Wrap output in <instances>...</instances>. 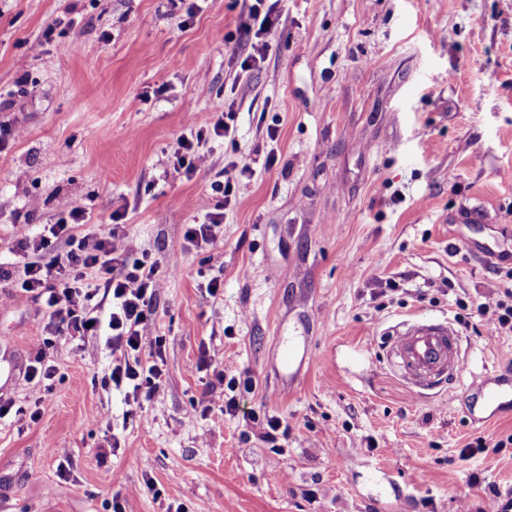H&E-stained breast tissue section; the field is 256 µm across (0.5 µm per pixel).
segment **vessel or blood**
<instances>
[{
	"instance_id": "obj_1",
	"label": "vessel or blood",
	"mask_w": 512,
	"mask_h": 512,
	"mask_svg": "<svg viewBox=\"0 0 512 512\" xmlns=\"http://www.w3.org/2000/svg\"><path fill=\"white\" fill-rule=\"evenodd\" d=\"M457 341L458 333L450 323L406 321L390 333L387 352L403 378L433 390L454 379L461 369Z\"/></svg>"
}]
</instances>
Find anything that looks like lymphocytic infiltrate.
I'll use <instances>...</instances> for the list:
<instances>
[{"instance_id":"lymphocytic-infiltrate-1","label":"lymphocytic infiltrate","mask_w":512,"mask_h":512,"mask_svg":"<svg viewBox=\"0 0 512 512\" xmlns=\"http://www.w3.org/2000/svg\"><path fill=\"white\" fill-rule=\"evenodd\" d=\"M242 26L253 32L255 60H263L269 40L276 34L274 6L266 0H245ZM233 176L212 182L209 191L195 200L202 213L200 224L187 225L184 238L195 245L213 238L231 203ZM121 213H112L105 233L88 229L85 206H66L60 218L39 232L18 231L12 251L21 259L19 271L0 267V279L16 278L18 301L34 300L43 308L41 329L49 335L84 337L107 332L111 349L110 379L125 388L133 403L151 400L161 386L163 339L149 336L146 327L156 311V299L170 276L158 263L131 261ZM99 278L88 283L87 270ZM477 313L497 334H512V290L491 285L488 300ZM147 352L148 361L138 360Z\"/></svg>"}]
</instances>
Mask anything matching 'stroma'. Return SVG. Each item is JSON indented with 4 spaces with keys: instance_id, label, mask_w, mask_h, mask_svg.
Wrapping results in <instances>:
<instances>
[{
    "instance_id": "stroma-1",
    "label": "stroma",
    "mask_w": 512,
    "mask_h": 512,
    "mask_svg": "<svg viewBox=\"0 0 512 512\" xmlns=\"http://www.w3.org/2000/svg\"><path fill=\"white\" fill-rule=\"evenodd\" d=\"M242 10L0 0V128L23 132L0 152V264L19 225L76 203L94 225L123 213L132 258L178 270L147 328L164 339L150 401L113 388L102 336L56 340L50 389L17 375L0 512H112L117 494L125 512H486L489 488L512 496V408L468 414L512 374V335L476 313L489 284L512 289V0H282L248 70ZM227 106L235 142L209 140L185 178L178 136ZM243 157L216 242L186 249L191 201ZM13 292L0 281V367L43 346L39 304ZM419 316L460 333L451 388L389 364V331ZM290 341L309 356L288 367Z\"/></svg>"
}]
</instances>
